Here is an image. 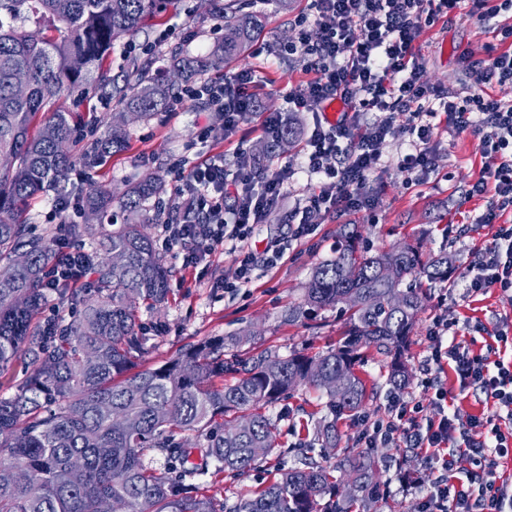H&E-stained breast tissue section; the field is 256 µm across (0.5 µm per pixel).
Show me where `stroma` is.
<instances>
[{
    "label": "stroma",
    "instance_id": "1",
    "mask_svg": "<svg viewBox=\"0 0 512 512\" xmlns=\"http://www.w3.org/2000/svg\"><path fill=\"white\" fill-rule=\"evenodd\" d=\"M225 10L245 7L264 13L268 24L251 49L234 64L206 74L209 82H221L225 73L249 67L256 69L261 83L257 94L265 112L287 110L284 95L292 85L305 77L300 58L269 54V47L284 45L296 37V17L308 7L307 0H220ZM468 0L449 15L447 22L424 28L420 41L428 45L426 79L443 88H456L465 77L462 53L481 49L491 42L483 21L469 13ZM224 35L223 12H215L210 0H175L164 12L147 19L142 27L125 36L112 48L104 71L109 77L124 80L134 66L150 63L155 74L167 70L172 56L178 53L207 54ZM59 109L72 113L79 128L73 148L78 160L68 174L63 193H49L33 200L28 222L35 234L65 241L66 224L83 223V201L93 189L121 194L148 174L161 172L164 190L158 200L147 203L140 217L148 224L154 241L162 239L158 210L166 206H182L178 184L171 170L173 164L185 160L189 164L223 158L226 169H233L236 152L262 157L269 170L293 168L288 194L278 208L272 210L255 228L253 244L264 249L271 240H288V218L296 204L307 193V177L299 173L300 146L268 151V140L251 132L249 126L230 139L212 135L200 141L198 134L205 126L221 127L219 113L204 104L189 102L176 109H166L149 120H138L129 126L127 147L101 165L88 166L80 155L90 151L94 141L107 128L112 111L106 108L97 92L83 99L63 94L57 100ZM406 150L403 139L387 140L381 146L384 167L371 177L379 194L373 214L312 217L315 229L311 235L292 244L277 266L258 268L246 288L227 290L220 283L235 265L230 247H215L210 256L195 267L187 266L181 246L165 247L160 252L169 274L170 293L164 304L141 306L138 323L146 338L143 366L156 368L176 359L186 349L254 330L253 340L243 342L239 353L256 354L273 351L282 355L293 350L314 354L335 345L341 337L344 318L339 309L321 311L312 318L289 320V308L298 306L304 297L313 269L336 254L341 224H358L363 236L377 248H387L404 241L420 239L425 251L447 247L458 258L457 271H464L475 253L489 244L497 230L493 224L474 223L475 215L485 210L481 197H468L471 185L480 177L482 156L479 140L471 132L439 129L436 143L434 175L427 183L409 185L397 166L398 157ZM66 200V212L56 213L58 200ZM448 318L455 325L459 339L477 353L487 352L495 343L494 336L504 321L512 320V301L499 291L469 297L453 282L433 284L431 296L418 316L408 354L411 383L405 396L429 402L430 391L421 385V365L427 354V334L435 317ZM387 360L376 354L366 359L360 369L377 397L365 410L339 421L341 445L355 447L367 416L385 411L390 396L386 382ZM324 396L310 386L298 387L289 397L266 406L265 413L276 426V446L270 456L245 475H233L210 467L206 476L185 479L182 488L223 499L227 505L250 498L277 478L281 469L297 465L299 449L314 438V426L325 413ZM407 453L402 443L373 449L380 472V487L386 490L389 512H419L420 502L404 491L398 480L397 464Z\"/></svg>",
    "mask_w": 512,
    "mask_h": 512
}]
</instances>
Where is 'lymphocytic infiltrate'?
Returning <instances> with one entry per match:
<instances>
[{
	"mask_svg": "<svg viewBox=\"0 0 512 512\" xmlns=\"http://www.w3.org/2000/svg\"><path fill=\"white\" fill-rule=\"evenodd\" d=\"M461 0H311L301 14L288 54L299 56L307 80L289 89V110L309 112L313 123L304 137L300 163L311 185L300 200L298 224L290 238L301 241L314 227L311 213L326 216L373 211L378 203L370 178L381 168V145L404 137L408 149L398 162L410 183L426 182L435 172V118L445 114L456 131L472 130L484 158L482 176L472 186L474 196H489L478 224L496 225L492 242L482 248L461 275L464 292L476 297L496 288L512 301V225L503 223L512 212V100L488 93L491 85L512 84V50L501 41L512 38V0L489 5L471 0V14L487 22L494 36L482 54H465L467 73L477 74L484 91L428 85L423 79L425 56L419 42L424 27L434 25L459 8ZM259 76L242 68L219 84L192 83L183 98L205 101L224 116V134L232 136L258 112ZM339 103L336 120L327 107ZM339 153V165H326ZM237 174L227 177L223 165L209 162L191 167L177 164L181 193L191 204L182 220L172 216L160 223L169 245H185V261L198 264L215 246L233 242L236 265L225 275V288H242L253 280L257 265L274 268L284 256L280 243L256 253L251 239L256 224L283 200L293 175L291 168L268 172L262 161L238 154ZM452 326L434 321L425 361L426 387L434 395L424 404L392 396L383 416L366 420L360 436L369 448L403 442L439 474L427 489L409 472H401L404 489L420 490V512H512V483L502 479L500 467L512 458V360L489 361L461 343H445ZM455 374L460 390L476 389L491 402V413L464 415L449 409L448 390L441 381L445 370ZM468 456L476 467L471 480L460 481L456 462Z\"/></svg>",
	"mask_w": 512,
	"mask_h": 512,
	"instance_id": "lymphocytic-infiltrate-1",
	"label": "lymphocytic infiltrate"
}]
</instances>
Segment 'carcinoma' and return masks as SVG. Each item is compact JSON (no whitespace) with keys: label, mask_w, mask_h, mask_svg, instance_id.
<instances>
[{"label":"carcinoma","mask_w":512,"mask_h":512,"mask_svg":"<svg viewBox=\"0 0 512 512\" xmlns=\"http://www.w3.org/2000/svg\"><path fill=\"white\" fill-rule=\"evenodd\" d=\"M172 0H0V154L15 157L0 171V370L24 360L32 372L8 399H0V512H100L104 498L119 499L127 512H359L375 503L374 462L368 452L344 451L334 470L304 461L281 471L255 497L226 507L212 496L179 492L187 474L204 475L212 463L242 475L275 448L274 424L262 412L301 385L327 395L326 413L314 430L322 448L337 449L338 421L370 401L366 381L356 371L364 351L391 358L386 382L406 388L404 356L426 299L425 283L444 282L456 258L448 247L423 259L420 244L399 243L372 250L354 224L339 232L336 256L313 271L304 303L288 310L293 321L308 310L341 304L348 317L343 338L314 356L293 351L224 357L238 338L194 346L157 368L137 369L145 338L136 322L139 302L167 299L168 272L148 225L124 223L101 235L105 254L122 252L118 267L92 266L93 281L62 288L82 306L81 317L65 328L49 321L33 326L44 301L45 274L60 253L58 243L31 235L24 218L30 199L57 191L75 163L62 149L74 143L71 113L51 110L65 91L97 82L112 45L140 28L145 17L163 12ZM261 14L225 20V33L206 56L172 60L167 76L134 71L132 93L107 81L99 91L121 105L107 134L83 157L93 165L121 151L128 140L127 114L147 120L171 100L174 82L185 83L219 67L248 48L265 27ZM81 61L75 67V61ZM24 71L29 88L14 92L13 78ZM50 113L43 129L31 133L39 114ZM163 190L159 174L147 176L119 197L136 212ZM112 194L89 191L84 210L100 217L112 208ZM26 256L20 265L16 257ZM390 270L391 276L383 274ZM400 295L394 307L391 297ZM95 349L97 360L85 358ZM226 373L231 383L214 380ZM344 382L336 393L330 385ZM204 433V443L186 448L179 431ZM150 448L167 452V467L144 463ZM84 461L85 477L74 484L69 463Z\"/></svg>","instance_id":"obj_1"}]
</instances>
